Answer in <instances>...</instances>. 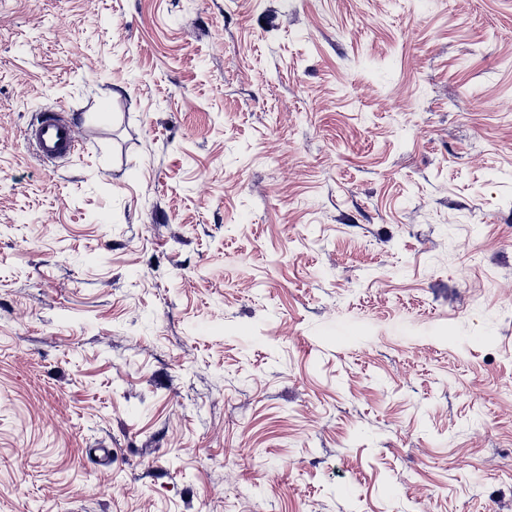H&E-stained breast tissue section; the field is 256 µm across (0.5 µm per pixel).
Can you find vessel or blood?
Returning a JSON list of instances; mask_svg holds the SVG:
<instances>
[{
	"label": "vessel or blood",
	"instance_id": "b4317fda",
	"mask_svg": "<svg viewBox=\"0 0 512 512\" xmlns=\"http://www.w3.org/2000/svg\"><path fill=\"white\" fill-rule=\"evenodd\" d=\"M25 140L43 161H54L75 154L80 145L77 130L61 109L46 110L25 130Z\"/></svg>",
	"mask_w": 512,
	"mask_h": 512
}]
</instances>
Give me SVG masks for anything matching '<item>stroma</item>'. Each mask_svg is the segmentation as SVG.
<instances>
[{
    "instance_id": "35a3bbf8",
    "label": "stroma",
    "mask_w": 512,
    "mask_h": 512,
    "mask_svg": "<svg viewBox=\"0 0 512 512\" xmlns=\"http://www.w3.org/2000/svg\"><path fill=\"white\" fill-rule=\"evenodd\" d=\"M0 512H512V0H0ZM65 111L46 110L25 130V140L42 161H54L75 154L80 145L77 130Z\"/></svg>"
}]
</instances>
